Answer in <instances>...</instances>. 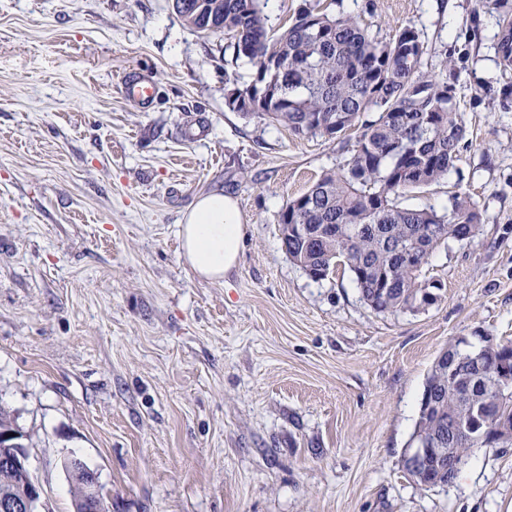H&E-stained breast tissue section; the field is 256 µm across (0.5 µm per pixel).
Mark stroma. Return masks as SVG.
I'll return each mask as SVG.
<instances>
[{
  "label": "stroma",
  "instance_id": "1",
  "mask_svg": "<svg viewBox=\"0 0 512 512\" xmlns=\"http://www.w3.org/2000/svg\"><path fill=\"white\" fill-rule=\"evenodd\" d=\"M381 39L414 28L427 70L455 63L460 159L403 201L482 215L424 271L435 304L374 312L347 270L316 281L281 245L288 199L348 163L225 104L250 83L224 33L173 0H0V408L24 432L46 512H74L65 458L110 512H512V444L453 484L404 468L423 386L461 337L512 340V72L475 0H337ZM155 98L125 97L129 71ZM246 226L221 283L180 258L198 195Z\"/></svg>",
  "mask_w": 512,
  "mask_h": 512
}]
</instances>
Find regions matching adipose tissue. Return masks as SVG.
Returning a JSON list of instances; mask_svg holds the SVG:
<instances>
[{
	"label": "adipose tissue",
	"mask_w": 512,
	"mask_h": 512,
	"mask_svg": "<svg viewBox=\"0 0 512 512\" xmlns=\"http://www.w3.org/2000/svg\"><path fill=\"white\" fill-rule=\"evenodd\" d=\"M245 236L236 200L221 191L197 196L179 226L185 264L211 282L222 281L237 267Z\"/></svg>",
	"instance_id": "adipose-tissue-1"
}]
</instances>
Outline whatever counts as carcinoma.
<instances>
[{
    "mask_svg": "<svg viewBox=\"0 0 512 512\" xmlns=\"http://www.w3.org/2000/svg\"><path fill=\"white\" fill-rule=\"evenodd\" d=\"M262 0H174L179 16L199 32L230 36L232 61L256 68L251 83L227 89L225 104L245 117L288 128L295 135L327 136L349 131L346 166L328 170L306 192L291 198L279 218L282 247L315 280L343 266L362 300L378 313L414 310L437 301L438 280L425 264L404 253L431 251L476 237L482 221L466 194L451 197L440 214L410 209L401 198L435 184L460 160L467 135L457 111L454 72L422 68L425 43L411 27L387 40L372 37L358 20L333 15L316 3L298 11L276 36L267 29ZM497 13L499 64L512 71V4L477 0ZM372 112L374 117L363 119ZM512 359V341L481 337L475 347L448 344L455 372L432 367L424 385L429 406H420L413 436L452 448L459 465L479 449L512 441V391L488 373ZM442 464L414 474L418 485L448 483Z\"/></svg>",
    "mask_w": 512,
    "mask_h": 512,
    "instance_id": "carcinoma-1",
    "label": "carcinoma"
}]
</instances>
